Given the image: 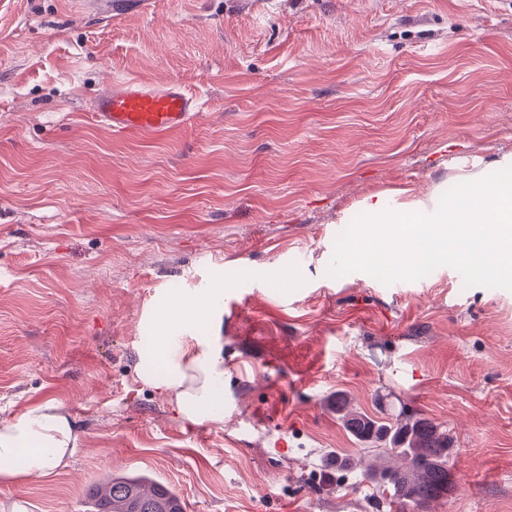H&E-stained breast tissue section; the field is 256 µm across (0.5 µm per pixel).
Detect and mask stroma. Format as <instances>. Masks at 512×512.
Returning <instances> with one entry per match:
<instances>
[{
	"label": "stroma",
	"instance_id": "1",
	"mask_svg": "<svg viewBox=\"0 0 512 512\" xmlns=\"http://www.w3.org/2000/svg\"><path fill=\"white\" fill-rule=\"evenodd\" d=\"M123 80L201 113L112 135L89 108ZM509 153L512 0H0V421L54 397L84 434L70 469L0 484V512H86L123 474L185 512H397L340 396L447 428L454 489L427 512H512V279L345 252L368 194L450 193ZM217 280L196 332L224 422L192 424L135 367L158 299ZM145 4L144 0H83L79 3V6L87 13L114 17L123 14L133 5L143 7Z\"/></svg>",
	"mask_w": 512,
	"mask_h": 512
}]
</instances>
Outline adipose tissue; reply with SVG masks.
Instances as JSON below:
<instances>
[{"label":"adipose tissue","instance_id":"obj_1","mask_svg":"<svg viewBox=\"0 0 512 512\" xmlns=\"http://www.w3.org/2000/svg\"><path fill=\"white\" fill-rule=\"evenodd\" d=\"M494 179L468 169L455 175L457 190H434L405 211L385 206L384 195H367L363 206L372 225L353 258L380 257L393 270L413 273L461 259L475 273L512 278V154L490 162ZM217 288L194 296L165 297L156 306L157 324L187 330L211 313ZM139 381L170 398L187 422L224 420V358L212 337L192 336L178 343L158 337L151 361L136 367ZM81 442L67 406L46 398L0 422V483H21L66 469Z\"/></svg>","mask_w":512,"mask_h":512}]
</instances>
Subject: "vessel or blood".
I'll list each match as a JSON object with an SVG mask.
<instances>
[{
	"mask_svg": "<svg viewBox=\"0 0 512 512\" xmlns=\"http://www.w3.org/2000/svg\"><path fill=\"white\" fill-rule=\"evenodd\" d=\"M144 4L145 0H81L80 7L88 13L114 17L129 7ZM200 108L199 97L182 85L155 89L127 82L99 96L92 112L112 132L158 136L186 127L198 116Z\"/></svg>",
	"mask_w": 512,
	"mask_h": 512,
	"instance_id": "obj_1",
	"label": "vessel or blood"
}]
</instances>
